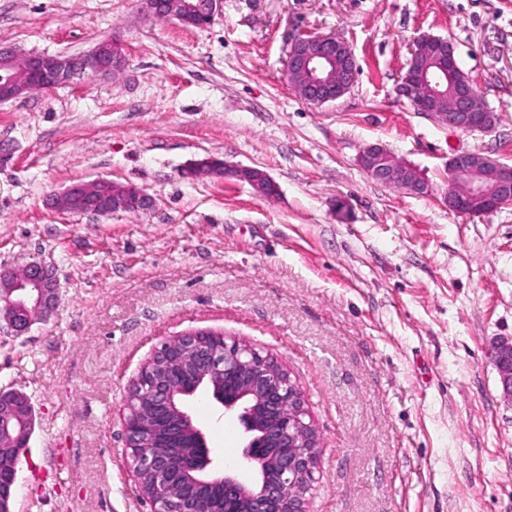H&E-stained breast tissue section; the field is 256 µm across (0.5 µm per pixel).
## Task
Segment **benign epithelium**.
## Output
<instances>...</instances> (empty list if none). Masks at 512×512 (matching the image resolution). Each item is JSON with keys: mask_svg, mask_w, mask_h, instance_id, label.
<instances>
[{"mask_svg": "<svg viewBox=\"0 0 512 512\" xmlns=\"http://www.w3.org/2000/svg\"><path fill=\"white\" fill-rule=\"evenodd\" d=\"M220 0H144L149 16L158 20L187 19L204 13L214 18ZM410 57H429L432 68L415 67L401 77L397 91L437 123L465 132L487 131L493 113L475 101L469 82L449 81L456 67L454 45L441 36L423 35L410 47ZM124 64L121 45L106 39L79 57L47 53L20 54L0 46V102L52 88L75 76H109ZM357 63L350 45L334 34L305 33L293 40L287 76L298 79L300 97L320 106L341 98L352 86ZM367 174L415 195L429 185L413 168L399 161L382 144L367 146L360 156ZM210 158L194 169L212 178L234 177ZM450 187L443 203L448 210L481 215L512 206V166L481 153L462 151L448 160ZM65 209L107 215L134 204L145 210L151 198L136 189L99 179L75 184L53 198ZM55 275L42 262H32L20 274L0 275V323L16 336L56 307ZM502 393L512 400V340L491 349ZM209 391L236 415L245 433L237 468L218 472L204 434L185 410L188 399ZM127 455L152 512H211L206 500L191 493L206 474V482L222 492L224 512H308L307 504L318 464L320 434L303 392L288 370L269 354L224 333L192 331L162 343L132 381L123 409ZM34 421L30 398L20 390L0 391V512H13L17 465L28 447Z\"/></svg>", "mask_w": 512, "mask_h": 512, "instance_id": "obj_1", "label": "benign epithelium"}]
</instances>
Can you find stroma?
I'll use <instances>...</instances> for the list:
<instances>
[{
  "instance_id": "1",
  "label": "stroma",
  "mask_w": 512,
  "mask_h": 512,
  "mask_svg": "<svg viewBox=\"0 0 512 512\" xmlns=\"http://www.w3.org/2000/svg\"><path fill=\"white\" fill-rule=\"evenodd\" d=\"M346 40L359 70L313 106L286 77L301 33ZM448 38L496 124L463 132L396 94L414 39ZM112 38L126 62L0 104V274L41 261L54 313L0 334V390L35 408L13 512H151L127 460L123 407L164 341L210 330L287 368L322 448L310 512H512V401L492 345L512 338V207L442 203L448 160L512 165V0H222L210 25L142 0H0V44L77 56ZM385 145L430 185L372 179ZM208 157L263 170L190 175ZM111 180L149 209L54 208ZM188 411L215 466L244 433L208 398Z\"/></svg>"
}]
</instances>
